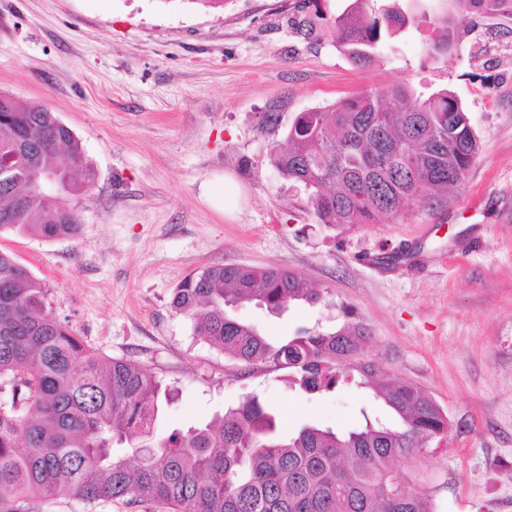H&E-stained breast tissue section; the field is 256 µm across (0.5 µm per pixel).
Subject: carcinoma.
<instances>
[{"instance_id":"obj_1","label":"carcinoma","mask_w":512,"mask_h":512,"mask_svg":"<svg viewBox=\"0 0 512 512\" xmlns=\"http://www.w3.org/2000/svg\"><path fill=\"white\" fill-rule=\"evenodd\" d=\"M451 2L452 14L431 22L434 58L453 48L459 20L512 18V0ZM415 25L399 0H352L334 18L317 8L296 21L305 37L331 40L358 67ZM287 138L284 148L273 142L270 161L308 191L328 226L396 218L410 201L439 207L479 151L468 113L450 92L419 98L401 83L301 112ZM10 145L29 148L33 168L22 176L0 170V232L76 237L80 214L58 201L95 181L80 140L47 106L0 92V149ZM54 170L57 195L43 182ZM321 299L284 266L222 264L188 274L171 306L191 321L193 335L228 358L285 370L289 384L310 394L348 381L375 388L402 428L367 418L344 433L304 425L285 434L273 408L249 393L209 422L159 438L160 402L171 404L173 389L87 346L48 308L42 282L0 253V391L10 396L0 403V512H34L62 495L90 505L130 496L170 512H432L427 499L402 487L392 462L416 460L447 438L448 416L415 384L382 381L383 369L367 356V327L301 329L273 343L226 312L242 302L280 311ZM134 435L140 445L129 458L123 449Z\"/></svg>"}]
</instances>
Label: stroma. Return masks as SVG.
Returning a JSON list of instances; mask_svg holds the SVG:
<instances>
[{
  "mask_svg": "<svg viewBox=\"0 0 512 512\" xmlns=\"http://www.w3.org/2000/svg\"><path fill=\"white\" fill-rule=\"evenodd\" d=\"M302 0H0V92L57 113L96 179L76 199L78 237L0 233V252L48 290L53 313L107 358L175 388L155 433L210 420L255 392L283 424L339 431L393 415L351 383L309 395L285 371L250 369L193 335L171 307L193 270L285 266L321 304L276 315L230 308L274 340L299 328L363 322L367 355L447 413L446 440L395 461L434 512H512V21L467 18L448 56L425 51L429 26L392 37L371 66L291 24ZM400 82L449 90L479 152L437 211L321 224L307 192L270 163L265 116H295ZM233 175L239 200L221 182ZM41 512H164L125 497L91 506L62 496Z\"/></svg>",
  "mask_w": 512,
  "mask_h": 512,
  "instance_id": "1",
  "label": "stroma"
}]
</instances>
